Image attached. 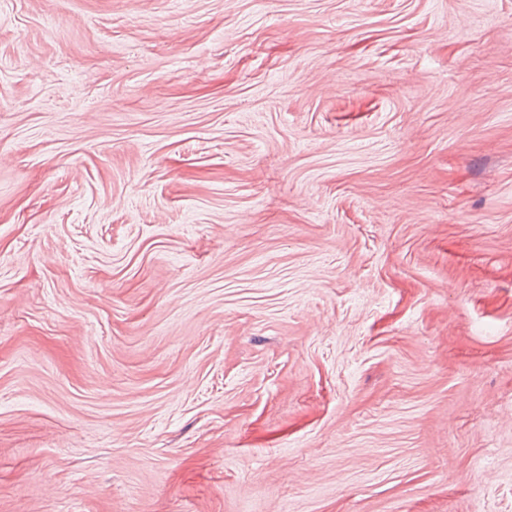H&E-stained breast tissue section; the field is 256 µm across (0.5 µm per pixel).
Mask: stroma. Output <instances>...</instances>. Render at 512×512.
Returning a JSON list of instances; mask_svg holds the SVG:
<instances>
[{"mask_svg":"<svg viewBox=\"0 0 512 512\" xmlns=\"http://www.w3.org/2000/svg\"><path fill=\"white\" fill-rule=\"evenodd\" d=\"M0 512H512V0H0Z\"/></svg>","mask_w":512,"mask_h":512,"instance_id":"obj_1","label":"stroma"}]
</instances>
